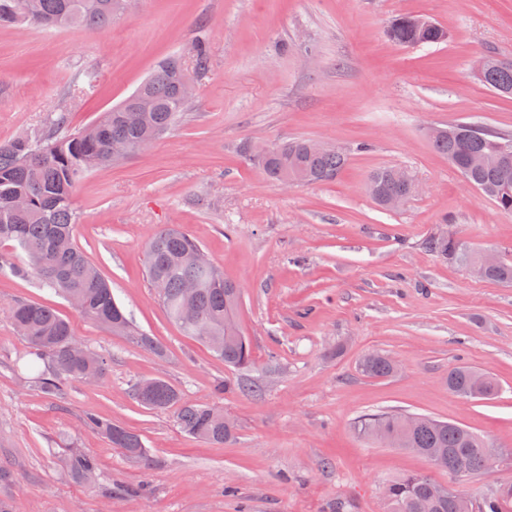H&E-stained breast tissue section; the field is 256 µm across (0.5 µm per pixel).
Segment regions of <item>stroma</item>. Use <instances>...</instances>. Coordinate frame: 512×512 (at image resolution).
Returning a JSON list of instances; mask_svg holds the SVG:
<instances>
[{
  "label": "stroma",
  "mask_w": 512,
  "mask_h": 512,
  "mask_svg": "<svg viewBox=\"0 0 512 512\" xmlns=\"http://www.w3.org/2000/svg\"><path fill=\"white\" fill-rule=\"evenodd\" d=\"M407 13L440 23L447 41H390L391 21ZM199 38L209 67L180 121L89 172L73 196L76 246L166 354L0 270V498L18 512H389V481L448 477L422 456L361 438L354 421L378 411L452 420L493 452H512V284L477 278L425 246L450 227L475 249L512 250V213L468 188L423 132L465 120L512 133V97L473 72L483 54L512 63V0H131L103 30L0 28V141L60 112L70 129L89 125L160 60L190 62ZM295 138L336 145L348 163L334 181L286 187L241 150ZM383 166L420 186L399 209L367 192L368 174ZM167 225L238 284L250 366H225L159 303L145 253ZM17 299L66 317L107 357L106 378L41 393L6 312ZM372 352L397 370L362 375ZM461 363L496 376L498 396L451 394L448 370ZM154 378L185 401L223 407L234 438L199 441L180 431L174 410L139 404L133 382ZM87 413L140 435L150 468L83 427ZM74 446L98 459L97 484L62 472Z\"/></svg>",
  "instance_id": "1"
}]
</instances>
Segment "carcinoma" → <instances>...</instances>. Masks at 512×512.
<instances>
[{"instance_id":"1","label":"carcinoma","mask_w":512,"mask_h":512,"mask_svg":"<svg viewBox=\"0 0 512 512\" xmlns=\"http://www.w3.org/2000/svg\"><path fill=\"white\" fill-rule=\"evenodd\" d=\"M122 3L123 0H0V28L96 30L121 14ZM388 36L399 45L438 44L447 40L448 32L426 17L404 15L392 21ZM208 63V44L199 39L193 47L190 75L202 77ZM182 66L184 63L177 58L160 61L134 92L86 127L69 130L68 115L60 112L46 129L0 142V243L12 245L11 252L0 253V269L23 277L32 275L42 287L64 298H79L81 316L113 332L136 336L141 349L158 356L164 355L163 346L153 336L131 331V321L115 300L111 285L75 245L74 229L80 217L73 194L88 172L117 161L112 155V142L124 141L136 152L175 127L188 108L180 98ZM478 78L497 93L512 96V63L497 61L478 73ZM427 139L495 207L512 212V154L494 165L484 161L498 153L501 146L512 149V133L457 121L438 128ZM245 151L266 178L276 183L287 178L297 183L331 182L348 160L346 151L335 146L318 150L310 146L308 139L261 148L248 143ZM366 186L375 203L384 209L391 198H409L393 166L371 171ZM427 245L431 252L459 265L475 259L478 253L451 230L445 235L430 236ZM201 251L190 235L163 227L148 243L146 276L152 285L158 280L163 282L158 300L183 335L204 343L225 365L244 368L252 361L247 339L224 340V323L235 315L241 290L224 278L212 262L199 263L197 255ZM487 280L512 283V260L504 259ZM189 283L197 285L193 298L185 294ZM9 317L27 353L49 364V371L37 377L41 391L57 394L72 381L82 382L90 375L105 377L104 355L76 349L79 340L70 322L54 308L32 300H17L9 306ZM396 369L392 358L382 352L371 354L360 363L361 373L370 378L388 377ZM475 373L476 369L468 366L448 369V390L475 399L496 396L500 391L498 380L488 374L483 386L476 389ZM132 395L149 409L177 407V425L192 438L222 444L234 437V426L225 424L223 409L183 403L178 391L162 379L134 383ZM82 424L102 434L126 458L144 468L150 465L139 435L94 414L85 415ZM354 427L360 436L373 442L394 439L401 448L426 457L435 469L448 474L449 486L444 493L439 492V482L425 473L407 474L387 483L384 496L390 512H512L511 484L480 498L477 509L473 508V498L452 486L457 470L478 476L490 472L496 462V454L487 442L468 428L427 415L410 428L406 414L388 411L365 414ZM64 466L88 484L98 475L97 458L79 448L71 450Z\"/></svg>"}]
</instances>
